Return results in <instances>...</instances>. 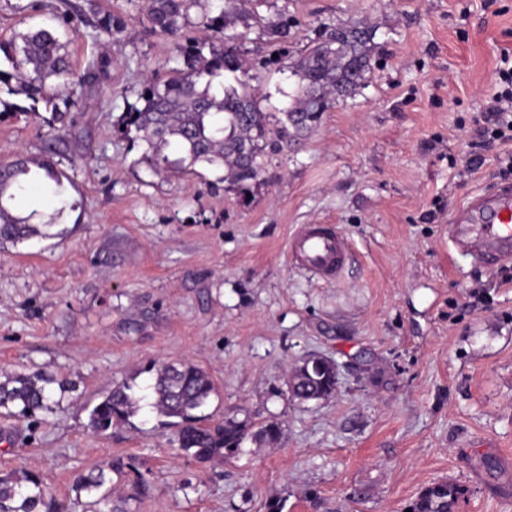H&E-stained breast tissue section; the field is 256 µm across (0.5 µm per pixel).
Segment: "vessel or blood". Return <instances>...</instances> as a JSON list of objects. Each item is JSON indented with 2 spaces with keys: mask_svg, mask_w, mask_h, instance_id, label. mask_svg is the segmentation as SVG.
Masks as SVG:
<instances>
[{
  "mask_svg": "<svg viewBox=\"0 0 512 512\" xmlns=\"http://www.w3.org/2000/svg\"><path fill=\"white\" fill-rule=\"evenodd\" d=\"M448 241L485 263L512 257V183L463 202L449 220ZM288 253L299 268L331 282L344 272L350 248L337 226L306 224L290 239Z\"/></svg>",
  "mask_w": 512,
  "mask_h": 512,
  "instance_id": "vessel-or-blood-1",
  "label": "vessel or blood"
}]
</instances>
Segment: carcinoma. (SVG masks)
Returning <instances> with one entry per match:
<instances>
[{
    "mask_svg": "<svg viewBox=\"0 0 512 512\" xmlns=\"http://www.w3.org/2000/svg\"><path fill=\"white\" fill-rule=\"evenodd\" d=\"M205 0H147L150 29L177 38L181 66L164 74L145 77L137 102L129 104L117 126L131 142L145 144L142 160L156 172L183 173L204 162L224 167L230 188L245 192L263 171V159L290 147L301 134L317 125L323 112L338 97L348 96L365 81L373 51V33L358 25L324 27L319 39L297 60L284 68L296 78L290 102L281 112L260 109L256 89L246 76L251 60L240 50L242 34L237 24L262 21L253 5L258 0H237L217 13L207 12L200 22L202 33H184L188 10ZM92 29L115 37L126 28L125 19L110 10L93 11ZM4 64L0 86L34 103L43 101L55 121H64L74 102L69 86L94 88L107 71L110 60L96 58L78 80L64 44L47 28L18 34L0 43ZM176 145L182 156L171 160L164 149ZM38 177L51 193H64L65 172L53 160V152L42 156H19L0 166V242L20 243L52 236L53 223L34 224L35 213L15 216L6 202L28 192L30 180ZM151 382L145 394L119 383L90 411V425L106 432L130 422L148 405L165 424L176 429L179 450L198 461L227 459L239 454L254 423L226 417L209 422L205 413L215 387L210 376L190 361L150 368ZM338 381L331 369L294 368L291 396L302 401L325 399L336 392ZM75 390L67 378L42 371L0 374V411L28 419L48 412L65 393ZM124 479L123 492L112 495V476ZM76 496H84V512H131L129 505L149 490V481L130 460L116 457L75 478ZM462 490L448 482L425 488L409 506L412 512H451ZM0 512H58L56 501L41 478L25 468L0 473Z\"/></svg>",
    "mask_w": 512,
    "mask_h": 512,
    "instance_id": "obj_1",
    "label": "carcinoma"
}]
</instances>
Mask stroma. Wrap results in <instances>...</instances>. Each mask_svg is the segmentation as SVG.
<instances>
[{
	"mask_svg": "<svg viewBox=\"0 0 512 512\" xmlns=\"http://www.w3.org/2000/svg\"><path fill=\"white\" fill-rule=\"evenodd\" d=\"M122 14L116 38L62 28L72 5ZM285 12L287 42L261 26L247 47L276 62L252 68L266 112L295 80L282 61L328 24L364 20L375 32L363 86L338 99L294 149L266 156L249 197L205 163L153 173L143 143L116 121L147 71L178 64L174 38L150 31L143 0H0V42L58 30L73 69L112 60L91 98L77 97L65 137V201L37 188L13 212L58 215L61 235L0 244V372L41 370L71 380L53 411L29 421L0 414V472L37 473L62 512H83L74 479L114 456L150 484L132 512H405L427 486L463 493L452 512H512V262L473 264L448 251V216L501 180L495 157L470 173V131L512 49V0H264ZM52 115L0 114V163L39 155ZM456 165H449V158ZM303 224H334L351 255L339 280L295 267L288 239ZM485 285L487 298L469 306ZM313 355L340 366L325 400L288 391ZM188 360L216 389L212 420L246 412L278 422L276 442L247 437L242 454L207 463L181 454L150 408L106 433L89 412L113 385L146 387L151 365Z\"/></svg>",
	"mask_w": 512,
	"mask_h": 512,
	"instance_id": "obj_1",
	"label": "stroma"
}]
</instances>
